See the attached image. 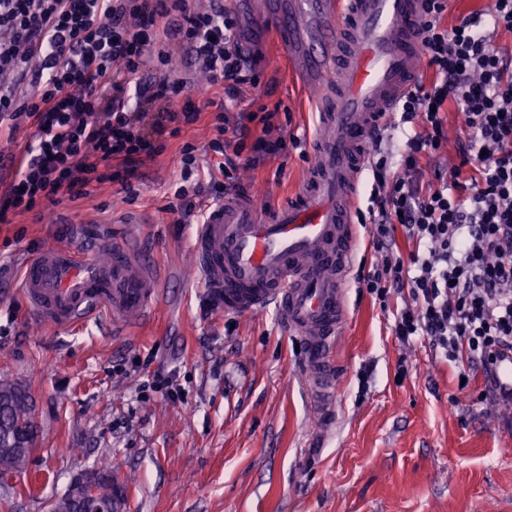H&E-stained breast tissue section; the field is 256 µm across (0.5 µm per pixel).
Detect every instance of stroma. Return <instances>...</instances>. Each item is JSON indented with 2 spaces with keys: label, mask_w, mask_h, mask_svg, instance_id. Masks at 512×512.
<instances>
[{
  "label": "stroma",
  "mask_w": 512,
  "mask_h": 512,
  "mask_svg": "<svg viewBox=\"0 0 512 512\" xmlns=\"http://www.w3.org/2000/svg\"><path fill=\"white\" fill-rule=\"evenodd\" d=\"M251 54L259 85L231 111L277 109V123L303 136L300 148L237 173L241 189L274 208L313 166V117L274 41ZM214 136L203 113L131 187L93 183L52 207L50 220L28 213L0 224V376L29 392L35 429L25 470L0 486V512H49L104 461L126 487L127 512H512V407L486 393L479 372L459 390L457 368L427 338L401 345L391 324L402 299L381 307L348 276L328 432L300 339L275 309L234 314L210 302L193 272L194 227L166 207L183 146L195 149L203 188L221 179ZM129 217L170 281L155 320L40 324L20 290L24 262L47 248L121 244ZM159 372L177 398L153 388Z\"/></svg>",
  "instance_id": "1"
}]
</instances>
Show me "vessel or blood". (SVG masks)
I'll return each mask as SVG.
<instances>
[{"instance_id":"vessel-or-blood-1","label":"vessel or blood","mask_w":512,"mask_h":512,"mask_svg":"<svg viewBox=\"0 0 512 512\" xmlns=\"http://www.w3.org/2000/svg\"><path fill=\"white\" fill-rule=\"evenodd\" d=\"M259 13L243 31L249 50L273 31L317 110L315 166L296 196L265 216L229 192L210 205L191 245L195 270L225 311L275 307L308 348L305 375L321 421L334 419L332 341L345 318L344 290L356 240L355 181L381 113L413 88L421 56L418 0H231ZM107 264L94 248L47 249L21 272L39 321L74 328L108 315L137 324L160 298L159 274L137 238L112 246Z\"/></svg>"}]
</instances>
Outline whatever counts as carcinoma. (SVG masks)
Here are the masks:
<instances>
[{
    "instance_id": "1",
    "label": "carcinoma",
    "mask_w": 512,
    "mask_h": 512,
    "mask_svg": "<svg viewBox=\"0 0 512 512\" xmlns=\"http://www.w3.org/2000/svg\"><path fill=\"white\" fill-rule=\"evenodd\" d=\"M31 398L21 385L0 378V476L23 471L33 451L34 429L30 417ZM98 496L112 502L116 481L112 468L101 466L87 472Z\"/></svg>"
}]
</instances>
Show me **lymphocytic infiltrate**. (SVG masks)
Listing matches in <instances>:
<instances>
[{
    "mask_svg": "<svg viewBox=\"0 0 512 512\" xmlns=\"http://www.w3.org/2000/svg\"><path fill=\"white\" fill-rule=\"evenodd\" d=\"M419 2L430 75L399 99V121L375 129L370 204L357 218L377 259L356 279L380 305L404 295L391 326L399 342L427 337L459 371L488 374L512 348V55L490 36L512 33V0H492L486 28L475 15L447 25L448 0ZM237 40V21L219 0H0V80L9 82L0 124L28 134L0 190V223L79 199L93 182L139 178L207 107L216 132L209 148L224 157L219 192L236 180L246 137L251 166L287 150L276 111L234 123L211 98L217 87L235 100L258 84ZM178 47L189 50L191 71H177ZM148 72L149 98L162 105L150 131L130 94ZM448 110L460 122V162L422 181V160L448 143ZM400 232L414 250L399 249Z\"/></svg>",
    "mask_w": 512,
    "mask_h": 512,
    "instance_id": "obj_1",
    "label": "lymphocytic infiltrate"
}]
</instances>
